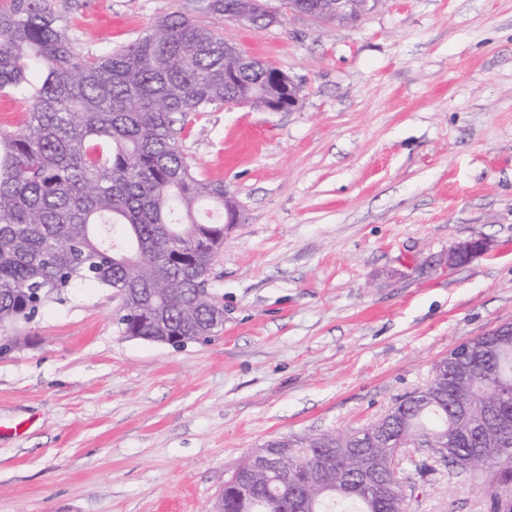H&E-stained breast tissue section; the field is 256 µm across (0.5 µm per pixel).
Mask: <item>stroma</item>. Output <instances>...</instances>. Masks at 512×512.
Instances as JSON below:
<instances>
[{
	"instance_id": "stroma-1",
	"label": "stroma",
	"mask_w": 512,
	"mask_h": 512,
	"mask_svg": "<svg viewBox=\"0 0 512 512\" xmlns=\"http://www.w3.org/2000/svg\"><path fill=\"white\" fill-rule=\"evenodd\" d=\"M51 7L98 54L197 4ZM266 7L203 21L299 84L298 108L203 112L179 139L241 211L211 274L223 330L126 337L87 283L9 327L0 512H214L255 448L362 429L512 322V0H380L354 24ZM473 238L486 251L449 265ZM402 478L407 512H483V477Z\"/></svg>"
}]
</instances>
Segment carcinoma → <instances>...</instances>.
<instances>
[{"mask_svg":"<svg viewBox=\"0 0 512 512\" xmlns=\"http://www.w3.org/2000/svg\"><path fill=\"white\" fill-rule=\"evenodd\" d=\"M50 0H11L0 11V93L21 94L24 123L0 130V321L36 316L77 282L117 286L133 301L162 308L167 334L207 341L220 328L213 309L194 304L196 283L224 243L222 182L195 176L178 140L191 114L272 94V70L247 66L215 28L185 14L161 18L127 45L100 55L77 51ZM290 12L336 20V0H285ZM240 0H199L203 15H234ZM470 364V409L445 360L432 378L441 397L406 396L368 427L305 436L293 449L297 480L323 464L316 488L290 490L251 458L237 468L240 495L224 487V512H405L392 464L428 438L448 436L455 454L480 456L467 474H485L486 512H512V457L489 444L512 442V400L491 413L485 401L512 384V341Z\"/></svg>","mask_w":512,"mask_h":512,"instance_id":"1","label":"carcinoma"}]
</instances>
